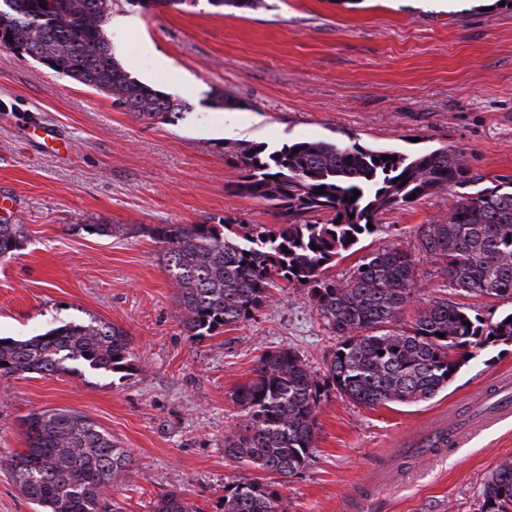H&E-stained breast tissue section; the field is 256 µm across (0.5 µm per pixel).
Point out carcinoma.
I'll return each mask as SVG.
<instances>
[{
	"instance_id": "carcinoma-1",
	"label": "carcinoma",
	"mask_w": 512,
	"mask_h": 512,
	"mask_svg": "<svg viewBox=\"0 0 512 512\" xmlns=\"http://www.w3.org/2000/svg\"><path fill=\"white\" fill-rule=\"evenodd\" d=\"M148 2L0 0V26L15 50L53 73L111 97L138 118L166 120L186 105L134 78L105 34L124 4L146 10ZM231 156L241 169L234 192L270 204L277 229L222 216L215 224H158L148 233L160 245L189 339L255 318L280 280L307 287L319 317L341 338L325 378H315L297 352L282 348L262 354L252 379L234 392L244 418L224 436V456L267 476L225 484L224 512H288L280 486L313 454L322 389L330 385L367 408L425 402L448 388L474 350L512 343V311L484 321L444 298L420 308L411 325L400 324L419 292V259L407 250L376 249L340 280L327 269L372 233L368 224L380 211L446 191L455 197L448 214L419 227L423 257L459 292L512 300V177L491 178L469 164L464 150L448 147L408 155L304 140L270 152L239 145ZM353 195L355 201H347ZM24 243L23 225L0 224V260ZM134 360L128 333L98 319L58 321L26 340L0 338V377L52 376L69 362L118 372L135 369ZM23 426L26 448L7 465L38 512H126L109 490L120 475L134 472V459L111 435L63 409L32 411ZM481 496V512H512V461L491 473ZM155 512L194 508L173 490L160 497Z\"/></svg>"
}]
</instances>
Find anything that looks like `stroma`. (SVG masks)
<instances>
[{"label":"stroma","mask_w":512,"mask_h":512,"mask_svg":"<svg viewBox=\"0 0 512 512\" xmlns=\"http://www.w3.org/2000/svg\"><path fill=\"white\" fill-rule=\"evenodd\" d=\"M107 29L141 82L185 100L183 118H137L111 98L0 48V224L26 227L0 260V336L25 339L53 319L101 318L128 331L138 368L79 366L54 376L0 377V512H34L6 466L34 410L86 415L132 454L111 493L153 512L181 491L224 512V485L243 475L224 437L242 410L235 389L261 354L296 351L323 378L338 344L304 287L285 285L255 319L202 341L178 322L171 279L148 227L227 216L274 227L268 204L228 191L241 171L225 149L338 140L417 154L462 148L476 170L512 176V7L497 0H262L218 10L127 6ZM232 108L212 103L216 93ZM442 192L380 212L376 230L329 270L341 279L375 249H419L420 225L443 218ZM112 225L100 237L87 225ZM420 304L441 297L482 320L512 301L449 288L419 263ZM512 344L477 352L432 400L366 408L322 395L309 464L281 488L288 512H478L489 473L512 460ZM465 443L422 452L440 429Z\"/></svg>","instance_id":"1"}]
</instances>
